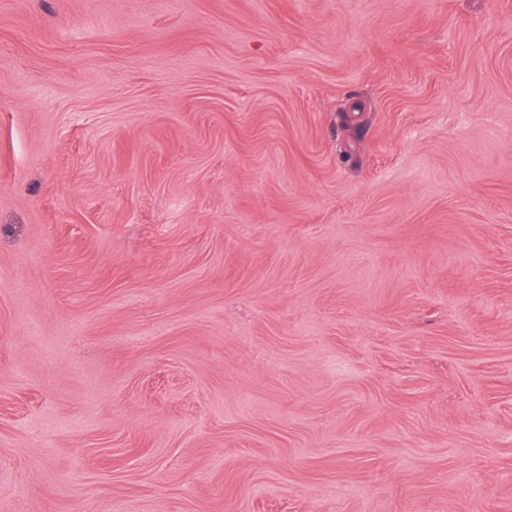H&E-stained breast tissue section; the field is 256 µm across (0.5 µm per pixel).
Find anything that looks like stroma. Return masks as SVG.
Instances as JSON below:
<instances>
[{"label":"stroma","instance_id":"35a3bbf8","mask_svg":"<svg viewBox=\"0 0 512 512\" xmlns=\"http://www.w3.org/2000/svg\"><path fill=\"white\" fill-rule=\"evenodd\" d=\"M0 512H512V0H0Z\"/></svg>","mask_w":512,"mask_h":512}]
</instances>
